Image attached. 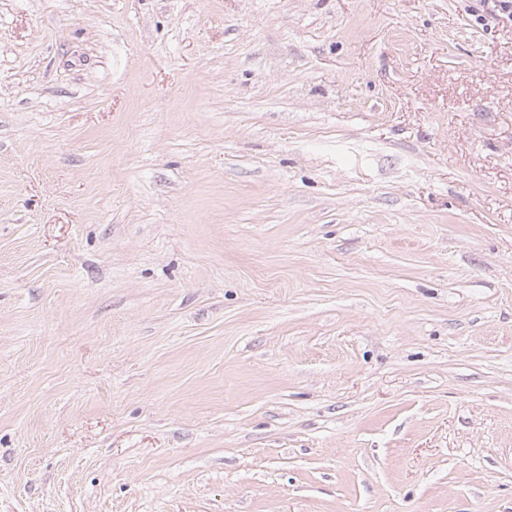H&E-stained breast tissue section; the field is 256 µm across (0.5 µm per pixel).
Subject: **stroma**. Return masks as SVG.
<instances>
[{
    "mask_svg": "<svg viewBox=\"0 0 512 512\" xmlns=\"http://www.w3.org/2000/svg\"><path fill=\"white\" fill-rule=\"evenodd\" d=\"M0 512H512V24L0 0Z\"/></svg>",
    "mask_w": 512,
    "mask_h": 512,
    "instance_id": "stroma-1",
    "label": "stroma"
}]
</instances>
